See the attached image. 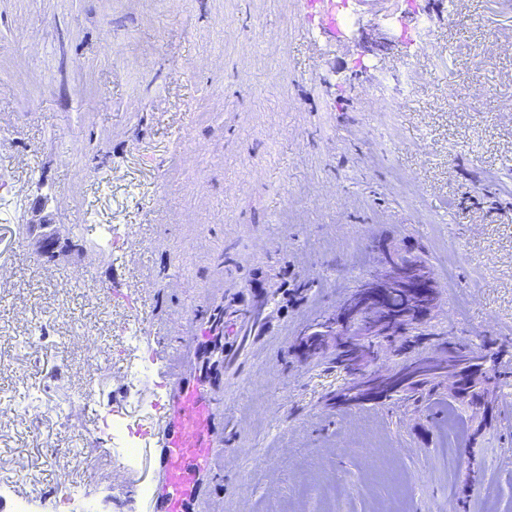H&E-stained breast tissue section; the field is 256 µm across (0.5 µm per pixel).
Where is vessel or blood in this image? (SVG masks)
I'll list each match as a JSON object with an SVG mask.
<instances>
[{"label": "vessel or blood", "instance_id": "vessel-or-blood-1", "mask_svg": "<svg viewBox=\"0 0 512 512\" xmlns=\"http://www.w3.org/2000/svg\"><path fill=\"white\" fill-rule=\"evenodd\" d=\"M186 326L190 334L167 360L158 395L151 512H197L226 449L217 421L222 400L215 391L230 370L223 302H211L205 314H190Z\"/></svg>", "mask_w": 512, "mask_h": 512}]
</instances>
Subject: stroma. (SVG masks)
Returning <instances> with one entry per match:
<instances>
[{
    "label": "stroma",
    "instance_id": "stroma-1",
    "mask_svg": "<svg viewBox=\"0 0 512 512\" xmlns=\"http://www.w3.org/2000/svg\"><path fill=\"white\" fill-rule=\"evenodd\" d=\"M349 7L332 33L305 0H0V483L150 485L128 325L177 345L193 304L250 308L262 279L201 512H324L325 483L372 512L389 479L406 512H512V0ZM40 198L74 244L50 262ZM385 251L435 283L414 355L497 340L506 380L489 409L454 398L456 442L408 392L336 409L335 344L303 352ZM108 414L143 431L131 466Z\"/></svg>",
    "mask_w": 512,
    "mask_h": 512
}]
</instances>
